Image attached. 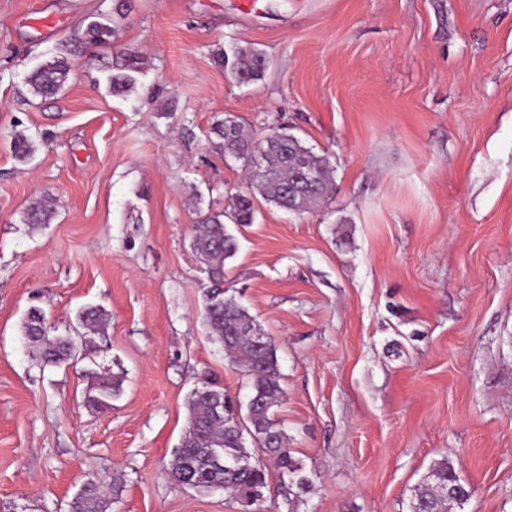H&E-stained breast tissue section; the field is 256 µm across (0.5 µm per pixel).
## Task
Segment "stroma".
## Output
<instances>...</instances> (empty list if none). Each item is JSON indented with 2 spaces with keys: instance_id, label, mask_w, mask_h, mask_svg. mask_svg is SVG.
I'll list each match as a JSON object with an SVG mask.
<instances>
[{
  "instance_id": "1",
  "label": "stroma",
  "mask_w": 512,
  "mask_h": 512,
  "mask_svg": "<svg viewBox=\"0 0 512 512\" xmlns=\"http://www.w3.org/2000/svg\"><path fill=\"white\" fill-rule=\"evenodd\" d=\"M238 2L0 0V505L67 512L100 481L121 489L106 512H408L446 458L473 490L457 512H512V0ZM102 16L142 60L135 90L108 93L98 48L56 98L20 104L26 74ZM233 43L264 52L260 80L215 62ZM228 114L259 139L288 129L336 180L329 204L229 227L224 289L275 342V415L312 482L251 507L168 475L204 372L250 394L207 333L190 248L248 189L210 143ZM34 197L55 209L36 232ZM33 305L56 326L97 305L109 326L43 369ZM91 368L124 379L109 409L84 401Z\"/></svg>"
}]
</instances>
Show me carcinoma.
Returning <instances> with one entry per match:
<instances>
[{"label":"carcinoma","mask_w":512,"mask_h":512,"mask_svg":"<svg viewBox=\"0 0 512 512\" xmlns=\"http://www.w3.org/2000/svg\"><path fill=\"white\" fill-rule=\"evenodd\" d=\"M117 39L112 26L93 22L73 38L63 42L56 54L37 67L25 80L29 96L46 98L63 92L79 58L89 49L110 46ZM218 61L238 83L249 84L261 79L268 63L256 50L234 45L217 54ZM139 62L132 55L121 54V60L107 70L106 81L111 92L123 94L136 86L134 73ZM214 145L231 158L242 157V166L251 178L249 193L234 195L233 211L226 215L215 213L203 217L191 228V248L211 283L205 291L203 317L210 336L218 341L230 361L249 378L251 397L256 400L251 412L243 416L237 429L230 413L216 416L212 403L219 397L229 404L232 398L217 378L205 375L200 386L189 397L190 417L180 445L171 460L168 475L180 483L185 466L193 467L197 477L196 489L210 490L214 482L224 485V491L241 503L252 506L263 502L266 494L275 489L283 496L294 490L307 491L311 481L288 448L287 437L280 423L273 418L283 389L276 346L264 335L247 309L233 298L224 297V261L237 251L235 237L226 222L254 223L256 199L288 212L302 213L317 207L334 195L333 167L329 157L297 136L279 139L274 130L263 139L254 134L234 116H226L211 127ZM15 157L22 162L34 154L33 142L25 134L14 138ZM304 171L315 173L316 181L308 186H296ZM53 209L41 198L31 201L25 223L35 229L50 223ZM75 335L58 333L47 324L42 311L30 308L22 325L23 335L39 350L40 365L59 366L69 363L76 355L77 342L95 344V338L105 335L108 313L100 306H87L77 315ZM263 337L262 343L256 337ZM89 378L85 401L88 406L104 409L122 393V379L94 371ZM251 438L256 447L246 446ZM458 472L444 457L430 467L415 488L409 509L413 512H448L455 503L466 502L464 490L456 489ZM120 487L89 482L68 504V512H106L109 495H119Z\"/></svg>","instance_id":"obj_1"}]
</instances>
